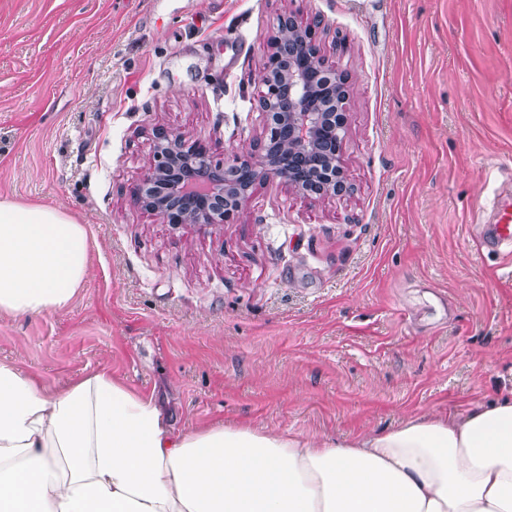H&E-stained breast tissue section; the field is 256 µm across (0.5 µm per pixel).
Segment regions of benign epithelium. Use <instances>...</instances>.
Listing matches in <instances>:
<instances>
[{
  "instance_id": "obj_1",
  "label": "benign epithelium",
  "mask_w": 512,
  "mask_h": 512,
  "mask_svg": "<svg viewBox=\"0 0 512 512\" xmlns=\"http://www.w3.org/2000/svg\"><path fill=\"white\" fill-rule=\"evenodd\" d=\"M348 97L347 78L325 65L311 28L293 15L281 18L267 38L258 92L265 138L215 166L204 143L156 129L138 204L174 226L214 225L234 217L258 181L279 179L321 200L345 193Z\"/></svg>"
}]
</instances>
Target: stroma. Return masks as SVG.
<instances>
[{
	"mask_svg": "<svg viewBox=\"0 0 512 512\" xmlns=\"http://www.w3.org/2000/svg\"><path fill=\"white\" fill-rule=\"evenodd\" d=\"M351 82L349 194L259 183L231 221L136 201L162 126L213 163L265 134L281 15ZM0 199L85 225L65 310L0 316L44 385L106 370L176 428L354 437L512 387V0H0Z\"/></svg>",
	"mask_w": 512,
	"mask_h": 512,
	"instance_id": "1",
	"label": "stroma"
}]
</instances>
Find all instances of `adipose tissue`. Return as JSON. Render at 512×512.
Returning <instances> with one entry per match:
<instances>
[{"label":"adipose tissue","mask_w":512,"mask_h":512,"mask_svg":"<svg viewBox=\"0 0 512 512\" xmlns=\"http://www.w3.org/2000/svg\"><path fill=\"white\" fill-rule=\"evenodd\" d=\"M84 225L0 200V314L67 308ZM0 512H512V389L353 438L174 430L105 371L54 391L0 362Z\"/></svg>","instance_id":"1"}]
</instances>
